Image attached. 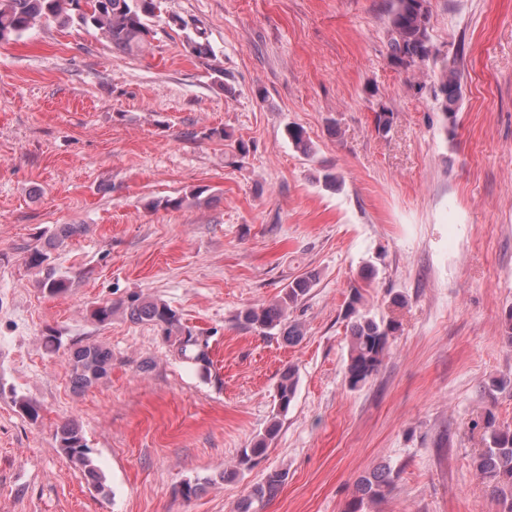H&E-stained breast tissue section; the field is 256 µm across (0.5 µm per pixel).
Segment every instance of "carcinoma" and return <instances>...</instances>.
Listing matches in <instances>:
<instances>
[{"label": "carcinoma", "instance_id": "1", "mask_svg": "<svg viewBox=\"0 0 512 512\" xmlns=\"http://www.w3.org/2000/svg\"><path fill=\"white\" fill-rule=\"evenodd\" d=\"M161 17L160 0H0V42L18 40L43 23L55 22L60 26L78 24L98 31L124 53H139L148 43L152 23ZM431 13L428 0H391L386 21L390 62L401 69L421 71L431 61L440 62L432 92L439 111L447 123L456 120V108L461 97L462 74L457 58L439 57L430 38ZM187 51L199 59L212 61L211 69L224 75L206 32L197 29L186 34ZM288 140L305 156L313 153L310 139L303 127H287ZM85 231L82 224H63L52 233L42 248L30 251L27 263L32 268L45 271L44 290L50 295L63 293L69 288V279L57 275L49 267L50 250L65 240ZM317 281V273L307 271L293 278L282 289L280 296L259 306L241 311L238 317L245 327H255L270 335H280L288 344L299 343L304 336L301 323L290 319L296 308L310 293ZM365 297L361 289L351 290L345 309L349 319V351L345 366V379L350 388L365 384L376 374L387 354L390 337L398 329L393 320L383 321L364 310ZM122 313L130 322L148 324L162 330L165 338L186 335L180 342L179 354L186 360L202 366L210 365L207 353L199 348V339L186 327L180 314L168 304L132 293L117 304L97 307L93 316L104 324L112 316ZM70 380L73 388L83 391L104 378L112 368V351L99 344H86L74 349L68 357ZM297 372L292 366L282 371L277 384L278 415L274 416L264 433L257 436L250 447L241 451L237 465L224 470V478L233 479L242 466H247L268 450L280 427L279 414L288 412L295 399ZM488 445L473 460L475 475L485 485L488 494L506 505L512 512V430L499 428L493 418L486 421ZM59 447L71 464L78 468L88 484L103 489V474L91 456L83 430L74 421H67L57 429ZM285 480V474L275 471L265 481L252 488L243 498L237 512H253V504L274 497ZM395 483V474L388 466H379L355 483L354 493L345 512H365L369 504L385 498Z\"/></svg>", "mask_w": 512, "mask_h": 512}]
</instances>
